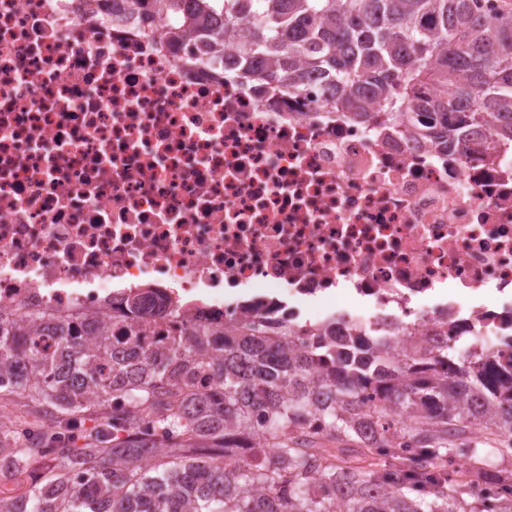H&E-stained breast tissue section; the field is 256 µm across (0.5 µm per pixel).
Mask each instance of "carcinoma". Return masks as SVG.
Masks as SVG:
<instances>
[{
	"instance_id": "cac0c4a2",
	"label": "carcinoma",
	"mask_w": 512,
	"mask_h": 512,
	"mask_svg": "<svg viewBox=\"0 0 512 512\" xmlns=\"http://www.w3.org/2000/svg\"><path fill=\"white\" fill-rule=\"evenodd\" d=\"M133 2L170 39L195 34L203 66L221 39L246 46L243 87L297 95L317 73L327 112L453 113L438 128L410 121V134L465 150L482 131L512 146V8L499 0ZM138 311L134 298L112 316L127 326L115 341L55 326L52 352L33 339L39 320L0 319V401L24 399L47 423L19 439L0 421V476L35 483L0 512H512V474L485 483L477 506L453 462L485 476L468 438L484 430L512 456V356L460 348L446 330L436 346L401 339L388 324L267 337L259 323H172L146 352ZM203 379L217 389L199 392ZM323 438L377 462L359 467Z\"/></svg>"
}]
</instances>
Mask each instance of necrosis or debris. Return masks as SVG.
I'll use <instances>...</instances> for the list:
<instances>
[{"label": "necrosis or debris", "mask_w": 512, "mask_h": 512, "mask_svg": "<svg viewBox=\"0 0 512 512\" xmlns=\"http://www.w3.org/2000/svg\"><path fill=\"white\" fill-rule=\"evenodd\" d=\"M129 0H0V317L184 327L391 319L498 349L512 322V149L403 117L263 101Z\"/></svg>", "instance_id": "necrosis-or-debris-1"}]
</instances>
